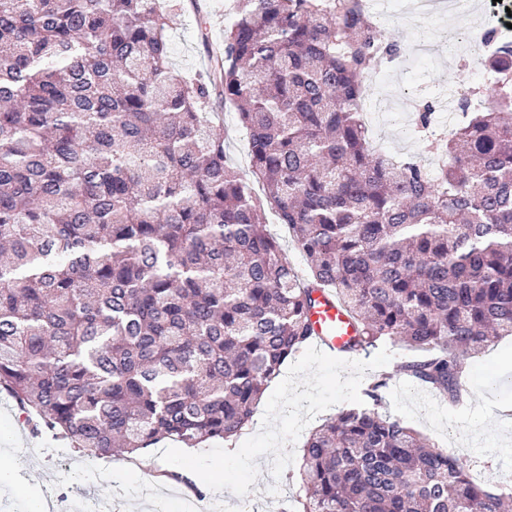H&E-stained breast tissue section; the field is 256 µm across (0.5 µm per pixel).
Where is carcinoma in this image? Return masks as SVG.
Listing matches in <instances>:
<instances>
[{"label":"carcinoma","mask_w":512,"mask_h":512,"mask_svg":"<svg viewBox=\"0 0 512 512\" xmlns=\"http://www.w3.org/2000/svg\"><path fill=\"white\" fill-rule=\"evenodd\" d=\"M229 15L189 77L158 0H0V391L92 460L240 434L319 289L356 317L351 349L406 345L403 370L450 405L512 335V43L431 141L449 157L432 174L361 119L364 80L401 53L363 0ZM216 101L248 131L246 177ZM386 385L310 434L295 512H512V487L380 411ZM269 229L272 234L280 239L284 253L288 261L295 267L297 273L301 277H306L308 268L303 261L300 254L291 245V240L288 238V233L283 224H278V220L275 216H270Z\"/></svg>","instance_id":"1"}]
</instances>
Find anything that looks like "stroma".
Segmentation results:
<instances>
[{
    "mask_svg": "<svg viewBox=\"0 0 512 512\" xmlns=\"http://www.w3.org/2000/svg\"><path fill=\"white\" fill-rule=\"evenodd\" d=\"M172 24L168 31L171 61L179 71H202L207 54L197 38L199 20H206L208 39L217 44L224 39V13L229 0H167ZM384 37L401 46L404 53L417 49L420 42L431 48L430 58L417 69L397 64L367 78L370 102L379 104L370 135L384 151L397 156L412 155L424 166L434 160L416 141L414 116L420 104L433 102L437 121L447 122L443 105L448 98L459 97L464 86L458 81L457 55L445 47L448 20L442 12L418 16L411 0H367ZM392 358L384 371L390 379L383 393V409L400 419L436 447L464 457L474 475L495 479L502 469L498 461L501 449L512 448V420L500 418L512 409V336H503L470 361L467 386L470 397L465 406L454 408L430 390L405 378L400 365L409 351L398 344L391 348ZM27 449L25 460H18L16 449ZM160 446L146 449L138 464L130 465L112 457L111 468L103 480L89 470L87 459L75 448L59 441L31 435L19 420L12 400L0 392V512H27L31 499H43L46 489L64 492L72 508H79L92 496L111 504L112 512H151L158 490L174 494L186 491V484L159 478L165 464ZM271 455L257 457L258 478L246 497L230 491L214 493L204 489L198 504L219 502L222 512H293L298 465L289 466L281 478H273Z\"/></svg>",
    "mask_w": 512,
    "mask_h": 512,
    "instance_id": "stroma-1",
    "label": "stroma"
}]
</instances>
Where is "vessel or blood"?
Listing matches in <instances>:
<instances>
[{
    "mask_svg": "<svg viewBox=\"0 0 512 512\" xmlns=\"http://www.w3.org/2000/svg\"><path fill=\"white\" fill-rule=\"evenodd\" d=\"M315 334L311 344L322 351L345 354L355 334V321L345 305L334 294L320 295L318 306L311 313Z\"/></svg>",
    "mask_w": 512,
    "mask_h": 512,
    "instance_id": "vessel-or-blood-1",
    "label": "vessel or blood"
}]
</instances>
